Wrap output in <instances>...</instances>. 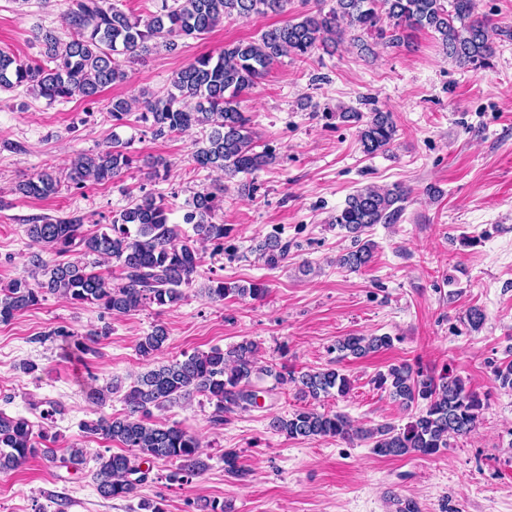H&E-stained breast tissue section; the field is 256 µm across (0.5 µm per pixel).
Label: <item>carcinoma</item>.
I'll use <instances>...</instances> for the list:
<instances>
[{"label":"carcinoma","mask_w":512,"mask_h":512,"mask_svg":"<svg viewBox=\"0 0 512 512\" xmlns=\"http://www.w3.org/2000/svg\"><path fill=\"white\" fill-rule=\"evenodd\" d=\"M293 0H162L161 8L146 18L135 17L109 0H68L64 14L71 29L69 40L54 30L39 28L40 58L23 60L0 48V90L25 87L50 103L79 97L94 101L103 89L121 83L126 70L120 57L138 60L163 47L174 52L179 41L200 39L224 18L285 14ZM280 25L261 32L253 40L224 44L218 53L199 54L171 79L163 96L143 94L142 112L135 121L154 138L182 133L196 126L208 128L195 142L192 160L198 169L220 171L231 179L251 174L275 162V154L256 150L250 118L240 110L239 96L254 88L282 56L306 58L319 48L334 47L351 37L354 47L372 53L368 39H379L391 48L408 41L407 31L430 29L438 34L443 52L460 65L483 66L494 54L488 20L477 14V0H333L329 10L309 6ZM112 141L92 155L80 154L70 164V187L81 190L86 183L115 182L131 168L135 156L131 142L116 129L127 126L131 105L125 99L112 101ZM326 116L358 128L363 153L375 155L394 143L397 129L389 112H333ZM55 172L44 168L21 181L16 191L26 197L47 198L58 192ZM408 190L400 185H367L348 196L344 207L330 223L346 230L351 248L336 260L339 267L358 271L373 258V242L362 240L375 224H390L398 218ZM224 203V185L215 184L196 193L185 223L194 236L178 238L169 223V207L161 195L144 194L139 202L120 210L102 230L85 228L84 217H41L27 225L26 235L39 250L28 255L34 281L13 280L0 292V324L39 304L47 294H58L73 304H93L114 317L157 305L173 306L184 297L183 287L192 283L201 262L196 243H210L224 250V225L214 216ZM56 259L48 262L42 251ZM265 263L277 267L288 259V244L269 235L258 245ZM97 256L114 263L119 284L89 269L78 256ZM207 297L222 302L229 295L263 297V284L230 286L219 279L205 289ZM168 332L161 324L152 327L137 345L140 356L150 359L162 351ZM389 335H348L336 340V362L363 358L390 348ZM495 387L512 390V360L491 364ZM271 377L278 384L290 382L302 400L346 396L350 381L334 367L283 372L258 365V346L243 340L227 349L183 354V358L157 365L142 373L124 395V413L83 423L86 433L101 435L122 444L133 454L113 453L99 457L93 473L97 491L105 499H130L147 480L143 465L164 461L171 464L169 479L187 482L203 475L208 464L201 456L199 438L176 426L150 422L152 409H161L196 394L214 405L212 422L224 424V413L257 405L253 379ZM377 387L405 409H419L404 427L382 424L369 430H354L346 415L302 406L291 413L273 415L268 428L293 440L317 438L351 439L372 443L382 457H430L467 436L480 422L488 395L469 388L465 380L446 369L428 375L417 365L390 366L374 379ZM46 436L22 417L0 411V473L18 469L38 454L75 472L82 469L86 452L70 448L62 456L45 444ZM224 474L243 481L250 469L239 453L224 451Z\"/></svg>","instance_id":"obj_1"}]
</instances>
